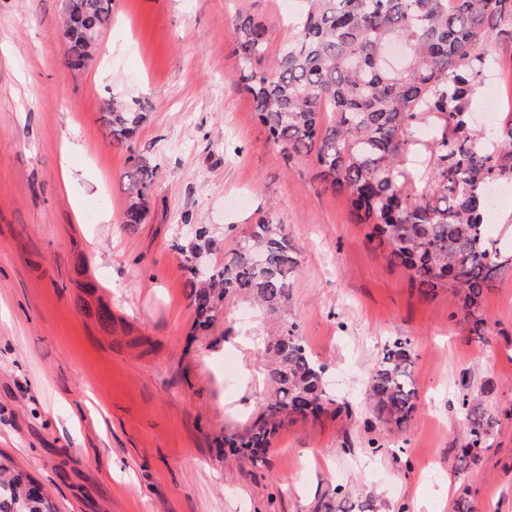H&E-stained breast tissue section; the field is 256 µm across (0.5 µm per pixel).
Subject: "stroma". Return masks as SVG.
<instances>
[{"label": "stroma", "mask_w": 512, "mask_h": 512, "mask_svg": "<svg viewBox=\"0 0 512 512\" xmlns=\"http://www.w3.org/2000/svg\"><path fill=\"white\" fill-rule=\"evenodd\" d=\"M64 3L0 0V453L49 491L54 512H454L466 491L479 512H512V194L489 217L506 264L484 294L479 339L447 292L424 296L367 243L313 157L279 153L259 123L232 29L243 14L261 20L272 68L299 34L302 0H112L81 71L67 64ZM108 98L144 114L120 147ZM132 154L158 179L145 222L130 226ZM65 165L78 178L70 193ZM269 213L298 249L290 313L351 413L285 426L254 466L226 459L220 442L271 393L256 344L270 326L237 297L194 335L178 247L205 226L223 264ZM398 336L412 342L418 393L403 444L364 402ZM489 383L491 446L462 481L460 389Z\"/></svg>", "instance_id": "1"}]
</instances>
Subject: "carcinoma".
<instances>
[{"mask_svg": "<svg viewBox=\"0 0 512 512\" xmlns=\"http://www.w3.org/2000/svg\"><path fill=\"white\" fill-rule=\"evenodd\" d=\"M300 37L288 44L274 68H261L268 51L266 26L251 15L239 17L232 37L241 58L240 80L252 97L272 144L288 157L316 158L317 177L347 196L355 223L368 226L366 238L387 262L410 272L426 295L448 289L469 332L482 338V303L500 269L501 252L486 222L483 190L512 184V115L479 130L469 122L472 98L495 59L487 41L512 45V0H306ZM89 38L67 40L68 66L86 67L94 36L112 20V0H76ZM393 41L409 44L400 74L379 63ZM434 117L442 131L434 139L430 183L410 184L406 163L415 139L408 127ZM143 113L128 105L107 107L112 143L122 146L136 132ZM123 223H143L157 168L140 158L125 173ZM213 241L199 227L179 246L185 287L194 309V330L206 332L224 312L226 300L247 296L273 323L260 341L268 361L270 400L244 433L224 435V454L254 465L284 425L340 414L328 395L324 366L300 335L288 310L298 250L284 225L272 218L251 224L222 265L197 276L193 260L211 251ZM411 342L395 338L368 377V409L390 436L409 430L417 409L411 380ZM462 393L459 415L463 445L454 473L466 478L480 464L492 436L493 417L485 397ZM47 495L14 462L0 454V512H51Z\"/></svg>", "mask_w": 512, "mask_h": 512, "instance_id": "obj_1", "label": "carcinoma"}]
</instances>
